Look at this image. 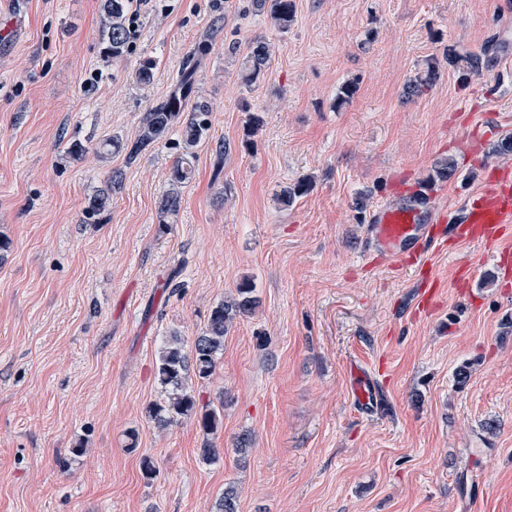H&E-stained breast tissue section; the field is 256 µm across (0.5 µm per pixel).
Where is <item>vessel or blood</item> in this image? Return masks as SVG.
I'll return each instance as SVG.
<instances>
[{
  "label": "vessel or blood",
  "instance_id": "1",
  "mask_svg": "<svg viewBox=\"0 0 512 512\" xmlns=\"http://www.w3.org/2000/svg\"><path fill=\"white\" fill-rule=\"evenodd\" d=\"M367 234L372 251L395 265L417 262L426 245L447 235L457 242L501 244L512 238V170L491 171L483 187L466 198L460 223L448 224L435 194L415 190L377 208L369 218ZM350 376L355 405L363 410L376 408L371 377L355 365Z\"/></svg>",
  "mask_w": 512,
  "mask_h": 512
}]
</instances>
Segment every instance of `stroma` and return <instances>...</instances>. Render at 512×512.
Listing matches in <instances>:
<instances>
[{
    "label": "stroma",
    "mask_w": 512,
    "mask_h": 512,
    "mask_svg": "<svg viewBox=\"0 0 512 512\" xmlns=\"http://www.w3.org/2000/svg\"><path fill=\"white\" fill-rule=\"evenodd\" d=\"M100 5L0 0V512H215L228 484L239 512H512V274L495 248L450 244L417 270L364 240L391 181L429 186L458 219L487 169L512 168L492 152L512 136V0H294L284 32L250 0H141L120 60L103 52ZM256 40L270 61L247 84ZM202 42L192 98L210 138L164 218L179 130L131 164L98 146L133 143ZM431 65L439 79L405 97ZM444 157L456 170L439 181ZM116 170L108 210L89 215ZM306 176L310 192L282 205ZM464 262L477 273L461 291ZM427 276L440 293L421 314ZM246 280L257 307L190 383L203 404L226 393L217 430L157 427L164 337L193 342ZM353 360L375 381L374 415L351 399Z\"/></svg>",
    "instance_id": "1"
}]
</instances>
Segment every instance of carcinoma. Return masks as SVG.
Returning a JSON list of instances; mask_svg holds the SVG:
<instances>
[{
	"mask_svg": "<svg viewBox=\"0 0 512 512\" xmlns=\"http://www.w3.org/2000/svg\"><path fill=\"white\" fill-rule=\"evenodd\" d=\"M132 4L133 0H102L101 39L107 53L115 60L123 58L129 51L130 31L127 20ZM251 6L254 11L267 14L281 30L288 29V24L293 20V0H251ZM269 60L268 44L264 41L254 42L243 59L245 81L251 83L257 80ZM194 73L195 67L185 68L167 98L143 114L136 141L130 145H124L118 140L104 144V147H110L115 152L126 151L127 160L132 162L146 148L160 143L173 126H179L183 153L173 165L170 188L158 202L163 218L179 211L180 187L188 183L193 174L192 159L195 154L192 149L207 139L211 129V112L207 104L197 102L191 109H185V103L193 92ZM155 74V62L146 60L136 70V79L142 85H149L154 81ZM437 75L436 67L432 66L425 75L409 80L406 85L407 95L419 94L423 88L434 83ZM311 188L312 181L302 177L282 190L281 202L290 205ZM109 205L110 191L105 190L89 199L88 209L90 213L99 215ZM254 291L251 281L241 283L236 297L213 307L205 331L191 345H186L182 336L176 332L165 337L156 362V378L163 393V401L149 408V417L158 427L166 428L179 417L197 414L196 400L189 390L188 381L193 377L207 379L213 374L218 354L224 350V336L234 320L251 312L257 305ZM218 512H238V496L234 488L224 489L218 502Z\"/></svg>",
	"mask_w": 512,
	"mask_h": 512,
	"instance_id": "cac0c4a2",
	"label": "carcinoma"
}]
</instances>
